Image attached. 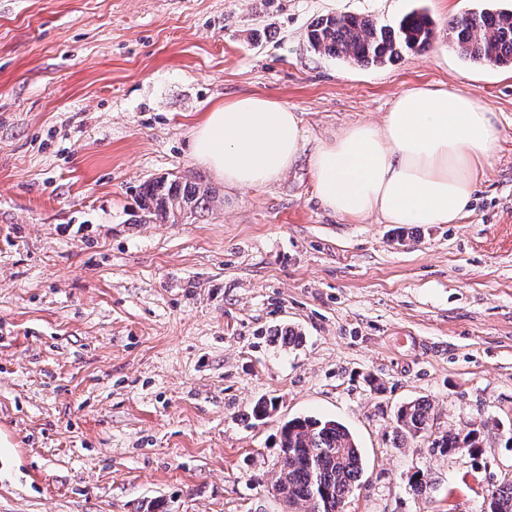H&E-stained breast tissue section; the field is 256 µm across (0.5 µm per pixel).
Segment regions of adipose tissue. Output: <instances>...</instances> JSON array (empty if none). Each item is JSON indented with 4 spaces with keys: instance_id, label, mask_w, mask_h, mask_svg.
Listing matches in <instances>:
<instances>
[{
    "instance_id": "1",
    "label": "adipose tissue",
    "mask_w": 512,
    "mask_h": 512,
    "mask_svg": "<svg viewBox=\"0 0 512 512\" xmlns=\"http://www.w3.org/2000/svg\"><path fill=\"white\" fill-rule=\"evenodd\" d=\"M500 134L491 105L453 86L422 84L399 96L381 124H352L308 153L296 112L278 100L245 95L202 115L191 132V155L242 189L280 180L304 155L318 200L340 217L455 224Z\"/></svg>"
}]
</instances>
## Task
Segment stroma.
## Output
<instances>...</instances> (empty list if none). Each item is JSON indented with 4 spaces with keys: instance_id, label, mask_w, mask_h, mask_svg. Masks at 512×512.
<instances>
[{
    "instance_id": "obj_1",
    "label": "stroma",
    "mask_w": 512,
    "mask_h": 512,
    "mask_svg": "<svg viewBox=\"0 0 512 512\" xmlns=\"http://www.w3.org/2000/svg\"><path fill=\"white\" fill-rule=\"evenodd\" d=\"M484 8L512 0H0V512H305L271 493L280 428L305 415L362 450L345 512H486L512 471L500 441L393 442L419 397L438 432L512 424V68L448 40ZM413 11L432 45L383 66L307 42L331 13ZM451 83L501 120L457 224L352 223L307 160L240 190L190 153L203 112L237 96L297 112L311 149ZM161 176L207 184L208 212L143 222Z\"/></svg>"
}]
</instances>
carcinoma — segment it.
<instances>
[{
  "mask_svg": "<svg viewBox=\"0 0 512 512\" xmlns=\"http://www.w3.org/2000/svg\"><path fill=\"white\" fill-rule=\"evenodd\" d=\"M448 38L473 62L512 66V9L471 11L448 24ZM434 39L429 18L405 15L397 26L368 16L328 14L307 31L310 47L342 56L357 65L391 62L405 51L427 49ZM143 216L161 223L176 222L184 207L195 215L209 209L212 190L201 182L179 177L147 181L141 189ZM431 403L418 398L401 405L395 415L397 442L428 441L434 454L452 456L462 449L479 455L499 422L482 420L462 434L436 433ZM275 466L279 477L272 488L283 489L284 502L304 504L307 512H344L346 500L363 472V456L352 432L342 423L316 416L295 417L281 427ZM487 512H512V477L491 489Z\"/></svg>",
  "mask_w": 512,
  "mask_h": 512,
  "instance_id": "1",
  "label": "carcinoma"
}]
</instances>
